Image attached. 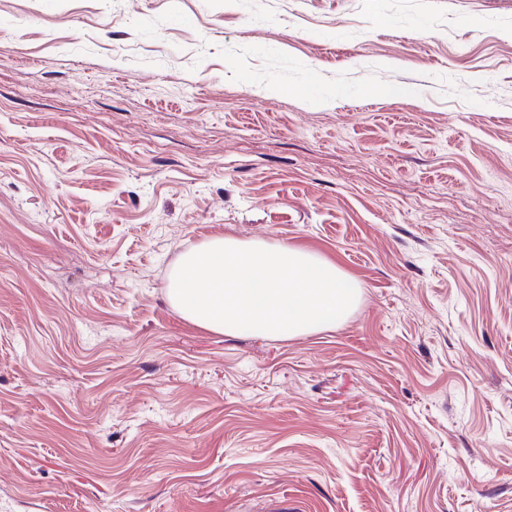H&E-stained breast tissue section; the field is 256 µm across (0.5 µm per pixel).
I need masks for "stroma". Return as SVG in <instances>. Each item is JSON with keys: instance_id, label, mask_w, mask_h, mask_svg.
Instances as JSON below:
<instances>
[{"instance_id": "obj_1", "label": "stroma", "mask_w": 512, "mask_h": 512, "mask_svg": "<svg viewBox=\"0 0 512 512\" xmlns=\"http://www.w3.org/2000/svg\"><path fill=\"white\" fill-rule=\"evenodd\" d=\"M225 236L354 308L190 323ZM42 504L512 512V0H0V512Z\"/></svg>"}]
</instances>
